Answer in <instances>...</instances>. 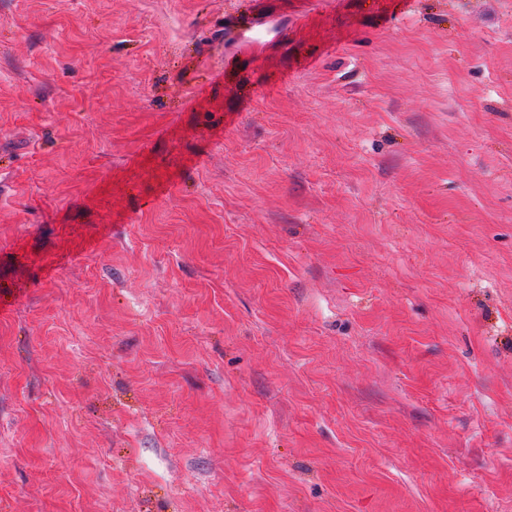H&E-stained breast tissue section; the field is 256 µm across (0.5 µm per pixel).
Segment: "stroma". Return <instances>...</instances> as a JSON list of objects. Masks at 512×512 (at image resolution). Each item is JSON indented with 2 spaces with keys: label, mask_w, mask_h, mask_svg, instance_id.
<instances>
[{
  "label": "stroma",
  "mask_w": 512,
  "mask_h": 512,
  "mask_svg": "<svg viewBox=\"0 0 512 512\" xmlns=\"http://www.w3.org/2000/svg\"><path fill=\"white\" fill-rule=\"evenodd\" d=\"M0 512H512V0H0Z\"/></svg>",
  "instance_id": "1"
}]
</instances>
